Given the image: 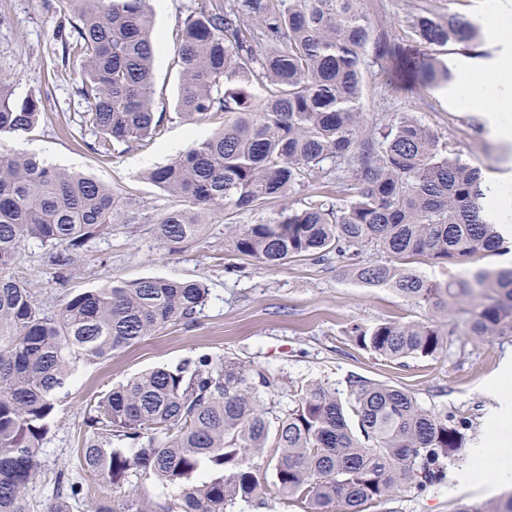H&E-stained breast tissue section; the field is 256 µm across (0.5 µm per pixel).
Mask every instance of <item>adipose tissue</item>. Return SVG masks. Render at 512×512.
<instances>
[{"instance_id": "1", "label": "adipose tissue", "mask_w": 512, "mask_h": 512, "mask_svg": "<svg viewBox=\"0 0 512 512\" xmlns=\"http://www.w3.org/2000/svg\"><path fill=\"white\" fill-rule=\"evenodd\" d=\"M498 48L491 83L466 82L470 98L489 104L493 116L490 127L502 142H512V0H499L498 7L485 18ZM496 455L503 465L497 473L502 483L512 482V408L503 407L480 448L479 457Z\"/></svg>"}]
</instances>
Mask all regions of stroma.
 <instances>
[{
  "mask_svg": "<svg viewBox=\"0 0 512 512\" xmlns=\"http://www.w3.org/2000/svg\"><path fill=\"white\" fill-rule=\"evenodd\" d=\"M201 0H152L154 29L161 45L154 57V105L166 113L162 135L148 146L114 143L111 158L92 149L93 131L71 124L86 104L76 95L78 62L59 67L46 48L67 18L63 0H0V79L15 82L16 99L42 98L48 122L25 137L0 135V155L36 153L49 162L91 176L134 202L160 214L178 208V199L146 178L150 168L167 163L193 142L210 136L221 118L186 121L176 116L179 84L177 27L188 8ZM498 0H363L373 21L374 40H385L409 56H431L437 65L460 75L464 63L490 60L486 40L469 45L426 47L414 36L411 17L428 12L472 21L492 11ZM367 124L406 113L431 128L448 154L479 168L486 185L512 187V146L495 141L489 130H476L474 120L486 114L471 99H449L444 88L423 89L400 73L371 67L362 97ZM224 218L212 216L196 243L174 251L161 244L150 225L113 226L88 242L83 259L65 280H57L36 243L26 244L13 267L49 311L62 296L102 287L108 281L131 282L147 277L198 280L209 300L196 324H170L154 336L115 352L111 359L79 364L74 382L60 396L54 423L45 443V472L29 488L33 512H43L52 495L53 472L77 469V441L83 429V408L91 396L141 371L201 355H229L274 373L280 384L266 397L268 405L288 409L298 383L322 380L346 391L350 376L385 381L411 391L425 408L469 417L467 448H476L491 427L494 401L489 382L504 362H512V342L470 335L465 305L448 319L455 327L447 348L435 360H411L406 366L386 365L355 347L347 336L351 323L385 319L411 320L426 311L404 303L387 288H365L342 269L291 261L279 268L245 263L236 272L224 269ZM465 463L449 460L445 483L427 492L405 484L388 501L369 512H455L462 502L483 503L512 492L487 471L483 485L460 483Z\"/></svg>",
  "mask_w": 512,
  "mask_h": 512,
  "instance_id": "obj_1",
  "label": "stroma"
}]
</instances>
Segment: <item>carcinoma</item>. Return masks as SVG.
Returning <instances> with one entry per match:
<instances>
[{
	"mask_svg": "<svg viewBox=\"0 0 512 512\" xmlns=\"http://www.w3.org/2000/svg\"><path fill=\"white\" fill-rule=\"evenodd\" d=\"M67 22L53 54L80 62L78 125L113 142L159 136L154 106L157 45L151 0H65ZM428 46L469 44L478 27L452 15L413 16ZM178 114L224 124L146 178L184 207L156 217L92 177L35 153L0 157V512H30L29 486L45 467L44 445L60 395L78 364L112 354L169 323L197 321L209 289L197 280L142 278L68 293L48 312L12 266L30 240L49 249L56 276L114 224H151L167 246L197 240L208 215L224 214V242L236 260L279 267L290 260L346 268L366 288H389L428 310L422 320L355 323L348 336L392 364L434 359L447 346L439 320L470 304L473 336L512 338V268H480L452 280L414 271L417 260L465 265L504 249L502 225L487 214L491 189L478 169L437 148L438 137L399 113L368 126L360 110L372 21L362 0H203L181 20ZM391 61L422 88L451 73L416 62L385 41ZM0 80V134L24 136L43 118L42 100L14 97ZM347 197L337 203L335 193ZM307 193L295 208L288 198ZM281 203L278 216L240 224L235 216ZM368 251L384 261L363 259ZM277 376L237 358L201 356L127 379L87 404L79 467L112 485L117 501L91 498L70 472L54 478L44 512H234L267 506L255 460L298 512H366L406 483L424 491L458 460L469 419L424 408L408 390L351 376L348 393L321 381L299 385L279 413L263 393ZM182 488L150 499L132 479ZM457 512H512V493Z\"/></svg>",
	"mask_w": 512,
	"mask_h": 512,
	"instance_id": "carcinoma-1",
	"label": "carcinoma"
}]
</instances>
